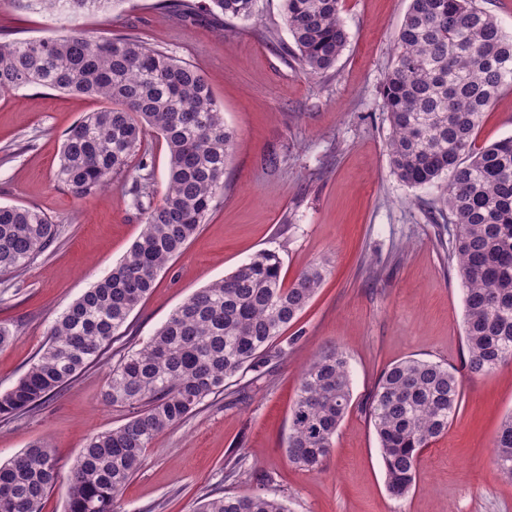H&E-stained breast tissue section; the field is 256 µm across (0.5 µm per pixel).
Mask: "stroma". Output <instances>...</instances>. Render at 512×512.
Returning a JSON list of instances; mask_svg holds the SVG:
<instances>
[{
    "mask_svg": "<svg viewBox=\"0 0 512 512\" xmlns=\"http://www.w3.org/2000/svg\"><path fill=\"white\" fill-rule=\"evenodd\" d=\"M159 0H119L108 15L52 17L0 0V32L13 38L134 35L199 68L236 132L224 192L198 234L172 260L125 324L122 349L139 348L195 291L260 250L278 254L292 282L310 264L330 270L288 326L293 343L269 376L242 379L240 393L210 398L161 434L119 499V512H192L199 497L256 490L290 512H512V484L491 463L499 426L512 413V364L464 376L461 408L421 458L415 489L386 492L378 442L362 405L389 365L418 358L462 367L464 304L449 256L453 227L438 207L442 185L413 188L393 173L390 127L381 109L385 75L410 0H343L349 42L321 77L291 57L282 0H257L251 21L174 20ZM93 98L43 87L0 94V205L36 207L59 226L55 243L25 271L0 276V323L18 336L0 348V391L26 372L52 321L130 249L144 211L166 188L167 147L151 133L146 158L98 195L79 199L54 173L65 133ZM512 136V90L486 110L478 145ZM143 210L131 207L132 186ZM343 347L352 401L321 471L289 463L285 443L303 368ZM112 354L23 417L0 421V462L48 441L68 470L85 438L115 428L129 408L105 404ZM248 473L224 477L228 459Z\"/></svg>",
    "mask_w": 512,
    "mask_h": 512,
    "instance_id": "obj_1",
    "label": "stroma"
}]
</instances>
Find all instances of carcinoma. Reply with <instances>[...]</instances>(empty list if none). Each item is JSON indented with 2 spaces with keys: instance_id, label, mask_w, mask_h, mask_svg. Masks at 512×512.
Masks as SVG:
<instances>
[{
  "instance_id": "cac0c4a2",
  "label": "carcinoma",
  "mask_w": 512,
  "mask_h": 512,
  "mask_svg": "<svg viewBox=\"0 0 512 512\" xmlns=\"http://www.w3.org/2000/svg\"><path fill=\"white\" fill-rule=\"evenodd\" d=\"M117 0H26L31 10L107 13ZM212 17H254L256 0H210ZM297 60L312 78L347 46L341 0H282ZM168 13L197 15L193 0H165ZM398 53L383 83L394 174L421 188L446 180L442 206L454 225L449 256L464 293L470 375L512 363V136L476 146L486 109L512 88V38L476 0H410ZM29 85L104 103L67 133L56 181L75 197L95 195L146 152L148 132L168 150L167 186L127 255L49 326L22 377L0 392V419L20 417L57 395L98 362L161 270L199 232L224 192L236 138L210 84L194 66L132 35L90 39L0 37V92ZM43 211L0 206V275L26 269L57 239ZM326 268L315 263L289 285L281 261L259 251L234 272L196 291L140 348L119 356L106 402L132 409L119 427L86 438L68 474L66 512H117L119 496L157 436L187 420L232 379L259 380L288 354L282 330L317 294ZM348 358L340 347L306 367L291 412L288 461L318 471L351 404ZM463 400L462 376L448 364L408 358L386 368L365 404L385 467L389 496L417 484L422 451L448 431ZM493 462L512 483V415L500 424ZM60 478L53 449L35 442L0 463V512H42ZM195 512H289L278 498L246 491L204 495Z\"/></svg>"
}]
</instances>
